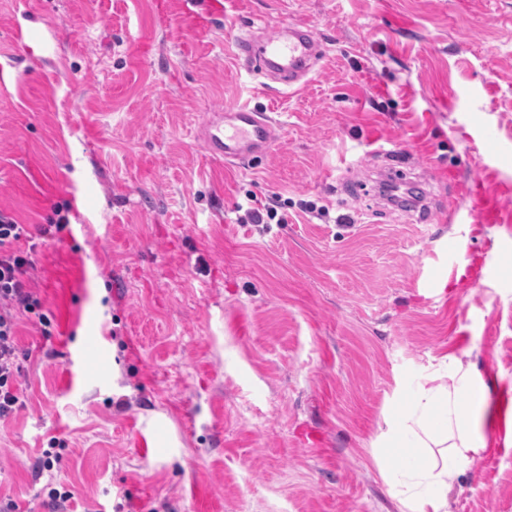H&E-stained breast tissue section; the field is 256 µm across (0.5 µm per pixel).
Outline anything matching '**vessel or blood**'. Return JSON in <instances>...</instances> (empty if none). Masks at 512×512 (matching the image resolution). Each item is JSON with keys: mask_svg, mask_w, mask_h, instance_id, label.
<instances>
[{"mask_svg": "<svg viewBox=\"0 0 512 512\" xmlns=\"http://www.w3.org/2000/svg\"><path fill=\"white\" fill-rule=\"evenodd\" d=\"M239 52L249 66L276 73L284 85L292 87L313 70L321 48L307 27L291 25L258 41L242 39ZM201 131L204 151L225 162H244L266 154L276 140L275 121L247 105L209 114Z\"/></svg>", "mask_w": 512, "mask_h": 512, "instance_id": "1", "label": "vessel or blood"}]
</instances>
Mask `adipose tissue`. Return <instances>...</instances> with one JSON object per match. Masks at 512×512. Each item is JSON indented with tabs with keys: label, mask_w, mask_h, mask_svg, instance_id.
Returning a JSON list of instances; mask_svg holds the SVG:
<instances>
[{
	"label": "adipose tissue",
	"mask_w": 512,
	"mask_h": 512,
	"mask_svg": "<svg viewBox=\"0 0 512 512\" xmlns=\"http://www.w3.org/2000/svg\"><path fill=\"white\" fill-rule=\"evenodd\" d=\"M395 403L372 450L408 512H450V497L488 451L479 422L492 392L475 365L453 358L446 370L399 380Z\"/></svg>",
	"instance_id": "1"
}]
</instances>
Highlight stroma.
<instances>
[{
  "label": "stroma",
  "instance_id": "1",
  "mask_svg": "<svg viewBox=\"0 0 512 512\" xmlns=\"http://www.w3.org/2000/svg\"><path fill=\"white\" fill-rule=\"evenodd\" d=\"M296 23L324 49L297 89L245 69L240 38ZM0 73V211L51 321L20 323L1 501L406 512L371 446L397 380L451 354L502 411L453 512H512V0H0ZM240 104L276 120L272 150L211 159L201 123ZM377 169L423 209L383 205ZM248 193L284 199L279 223H237Z\"/></svg>",
  "mask_w": 512,
  "mask_h": 512
}]
</instances>
